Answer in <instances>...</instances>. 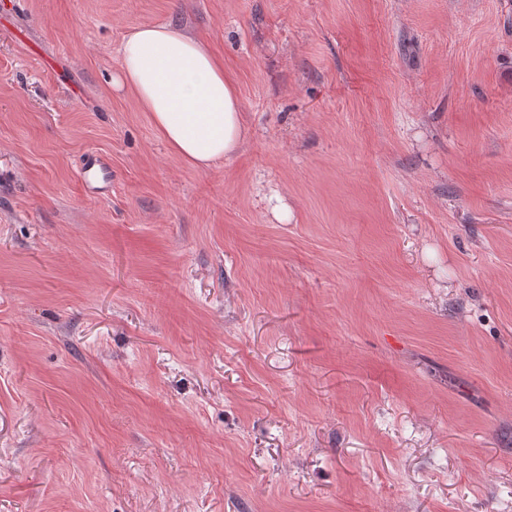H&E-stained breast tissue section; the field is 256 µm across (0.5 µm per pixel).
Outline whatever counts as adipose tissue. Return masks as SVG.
Listing matches in <instances>:
<instances>
[{
  "mask_svg": "<svg viewBox=\"0 0 512 512\" xmlns=\"http://www.w3.org/2000/svg\"><path fill=\"white\" fill-rule=\"evenodd\" d=\"M117 87L131 91L171 151L198 169L237 154L247 136L235 83L209 46L171 23L123 41Z\"/></svg>",
  "mask_w": 512,
  "mask_h": 512,
  "instance_id": "ef3b65f1",
  "label": "adipose tissue"
}]
</instances>
